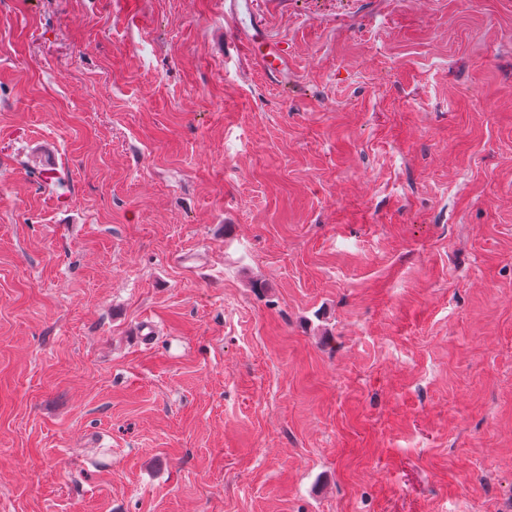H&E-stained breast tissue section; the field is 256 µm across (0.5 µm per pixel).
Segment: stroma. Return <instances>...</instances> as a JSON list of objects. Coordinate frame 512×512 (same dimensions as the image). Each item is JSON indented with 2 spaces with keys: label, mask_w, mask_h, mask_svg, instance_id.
<instances>
[{
  "label": "stroma",
  "mask_w": 512,
  "mask_h": 512,
  "mask_svg": "<svg viewBox=\"0 0 512 512\" xmlns=\"http://www.w3.org/2000/svg\"><path fill=\"white\" fill-rule=\"evenodd\" d=\"M0 0V512H512V0ZM250 14V26L243 27L239 23L240 14ZM234 42H238L251 55H256L253 45L256 39L265 34V24L259 9L258 0H225L224 31Z\"/></svg>",
  "instance_id": "35a3bbf8"
}]
</instances>
